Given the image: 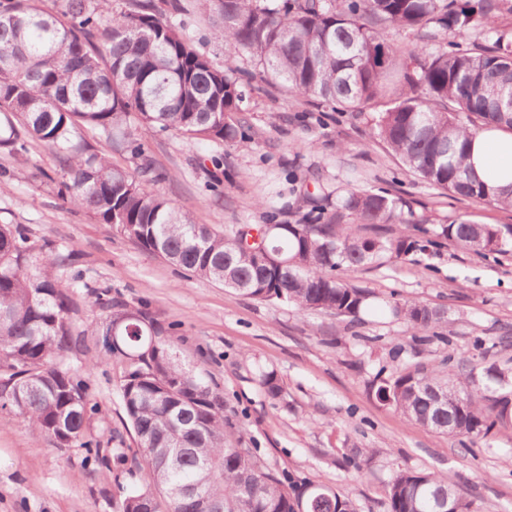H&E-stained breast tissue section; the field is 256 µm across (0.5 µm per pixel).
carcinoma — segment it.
Masks as SVG:
<instances>
[{
    "mask_svg": "<svg viewBox=\"0 0 512 512\" xmlns=\"http://www.w3.org/2000/svg\"><path fill=\"white\" fill-rule=\"evenodd\" d=\"M0 0V112L6 124L0 149L23 157L39 142L55 155L61 176L46 178L57 194L110 224L142 251L193 276L260 301L290 303L358 319L367 290L346 283L339 271L385 258L425 253L447 238L476 254L507 251L512 226L458 219L436 232L405 217L387 192L350 190L340 208L364 224H402L396 236L357 237L335 216L310 211L300 224L257 228L266 245L283 250L285 263L260 265L246 233L235 225L217 231L181 212L155 185L149 139L176 132L215 143L248 141L242 111L251 85L241 71L201 53L186 33L190 0ZM209 21L225 45L247 53L260 71L290 94L351 115L376 111L373 137L421 180L455 195L512 208V189L496 192L467 166L468 134L494 122L512 125V32L500 30L488 45L459 48V40L494 28L512 14V0H204ZM411 30L418 44L402 50L384 34ZM129 119L137 128L124 149L138 161L132 173L112 165L80 130L112 136ZM50 241L39 245L14 224H0V378L13 382L9 406L38 433L64 437L67 447L139 479L116 512H313L311 482L264 470L224 404V393L204 383L180 359L174 328L157 323L149 303L96 294L108 321L144 315L156 324L157 347L126 365L121 395L125 424L139 455L112 454L88 430L92 402L88 379L64 370L60 359L79 342L71 299L57 274ZM420 342L432 337L444 311L416 301L392 306ZM500 371L452 364L376 374V396L407 421L471 443L512 420ZM458 396L448 408L436 395ZM473 500L432 473L396 472L385 488L389 512H432L446 494Z\"/></svg>",
    "mask_w": 512,
    "mask_h": 512,
    "instance_id": "obj_1",
    "label": "carcinoma"
}]
</instances>
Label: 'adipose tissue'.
<instances>
[{"instance_id": "ef3b65f1", "label": "adipose tissue", "mask_w": 512, "mask_h": 512, "mask_svg": "<svg viewBox=\"0 0 512 512\" xmlns=\"http://www.w3.org/2000/svg\"><path fill=\"white\" fill-rule=\"evenodd\" d=\"M473 170L489 186L512 185V130L488 126L473 133Z\"/></svg>"}]
</instances>
